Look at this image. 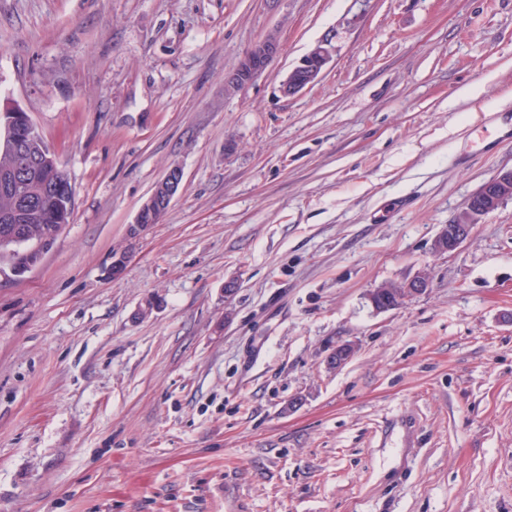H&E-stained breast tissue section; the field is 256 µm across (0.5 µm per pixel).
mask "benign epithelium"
Returning a JSON list of instances; mask_svg holds the SVG:
<instances>
[{"mask_svg":"<svg viewBox=\"0 0 512 512\" xmlns=\"http://www.w3.org/2000/svg\"><path fill=\"white\" fill-rule=\"evenodd\" d=\"M279 52L280 40L277 33H268L253 44L237 65L227 73L226 85L234 91L246 89L273 63ZM333 53L334 48L328 44H318L312 48L283 81V95L295 96L312 86L321 77ZM0 117L3 118L4 132L10 134V140L13 142L17 141V136L13 135V132L19 129L27 131L32 137L39 136V130L29 115L20 109L4 111L0 113ZM182 181V169L178 166L171 167L140 206L135 222L131 225L133 234L148 229L147 221L153 219L158 211L169 207L171 200L181 188ZM508 198H512V170L488 180L467 200L456 220L443 225L434 240V250L442 254L456 251L469 238L473 225ZM25 216L23 209L11 216L14 223L0 231V249L12 251L25 241L24 228L18 224ZM430 285L428 274L419 272L407 280L375 288L369 294V301L379 312L394 310L406 300L427 293ZM355 352L354 344L340 343L326 357L327 365L331 368H340L354 356Z\"/></svg>","mask_w":512,"mask_h":512,"instance_id":"benign-epithelium-1","label":"benign epithelium"}]
</instances>
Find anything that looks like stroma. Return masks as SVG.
I'll list each match as a JSON object with an SVG mask.
<instances>
[{"instance_id":"obj_1","label":"stroma","mask_w":512,"mask_h":512,"mask_svg":"<svg viewBox=\"0 0 512 512\" xmlns=\"http://www.w3.org/2000/svg\"><path fill=\"white\" fill-rule=\"evenodd\" d=\"M9 107L75 208L0 271V512H512V199L433 248L512 170V0H0ZM279 52L280 40L277 33H268L253 44L227 73L226 85L234 91H243L273 63ZM334 48L329 44H317L293 67L281 85L285 96H295L312 86L322 75L332 59ZM183 181V171L179 166L171 167L165 176L156 183L150 196L140 206L134 224L131 225V231L134 235L148 229L150 224L145 221H150L154 218L155 214L162 209H168L171 200L181 188ZM161 213L152 220L151 224L160 222ZM508 198H512V170L488 180L467 200L456 220L443 225L434 240V250L442 254L456 251L469 238L473 224ZM430 285L428 274L419 272L407 280L378 286L369 294V301L376 311L394 310L406 300L427 293Z\"/></svg>"}]
</instances>
